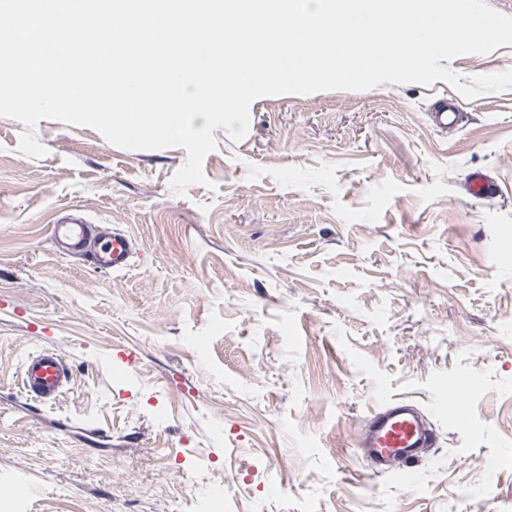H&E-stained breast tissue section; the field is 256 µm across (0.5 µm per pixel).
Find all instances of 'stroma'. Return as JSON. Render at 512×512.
<instances>
[{"label":"stroma","instance_id":"1","mask_svg":"<svg viewBox=\"0 0 512 512\" xmlns=\"http://www.w3.org/2000/svg\"><path fill=\"white\" fill-rule=\"evenodd\" d=\"M450 67L512 69V45ZM455 95L258 98L183 195L185 149L46 119L33 159L0 116V512H512V91L435 126ZM72 208L138 242L128 270L53 251ZM42 348L72 372L52 406L20 391ZM394 398L438 441L372 474L357 432Z\"/></svg>","mask_w":512,"mask_h":512}]
</instances>
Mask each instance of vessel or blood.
<instances>
[{"label": "vessel or blood", "instance_id": "obj_1", "mask_svg": "<svg viewBox=\"0 0 512 512\" xmlns=\"http://www.w3.org/2000/svg\"><path fill=\"white\" fill-rule=\"evenodd\" d=\"M50 240L59 255L105 273L127 269L138 248L130 235L98 231L96 225L73 212L51 225ZM69 383V365L55 352L37 351L23 363L22 388L43 403H56ZM435 442L433 429L414 402L390 400L370 410L357 446L373 469L384 471L395 461L408 465L420 462Z\"/></svg>", "mask_w": 512, "mask_h": 512}]
</instances>
